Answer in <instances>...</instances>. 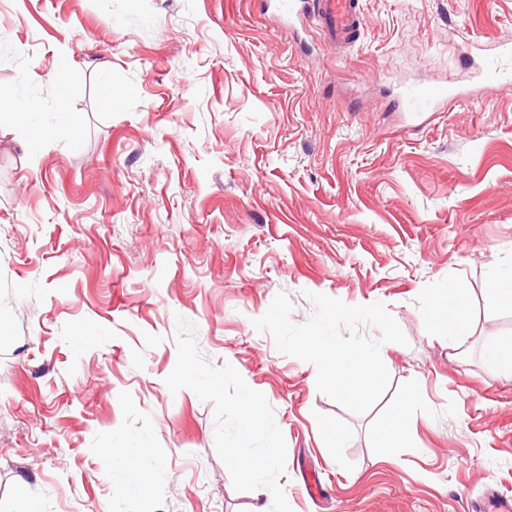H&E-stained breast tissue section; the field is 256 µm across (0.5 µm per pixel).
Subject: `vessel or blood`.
Masks as SVG:
<instances>
[{"instance_id":"b4317fda","label":"vessel or blood","mask_w":512,"mask_h":512,"mask_svg":"<svg viewBox=\"0 0 512 512\" xmlns=\"http://www.w3.org/2000/svg\"><path fill=\"white\" fill-rule=\"evenodd\" d=\"M267 12L278 17L291 35L303 26H315L324 41H335L337 47H351L360 26L359 0H264ZM473 51L483 59L486 81L500 82L499 60L512 61V45L504 42L473 44ZM396 95L400 103H418L433 109L447 104L455 92L444 81H420L401 86Z\"/></svg>"}]
</instances>
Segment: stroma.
<instances>
[{"label": "stroma", "mask_w": 512, "mask_h": 512, "mask_svg": "<svg viewBox=\"0 0 512 512\" xmlns=\"http://www.w3.org/2000/svg\"><path fill=\"white\" fill-rule=\"evenodd\" d=\"M337 57L260 0H0V512H496L512 498V0H361ZM466 90L418 121L402 80ZM29 100L32 112L18 116ZM40 138H33V131ZM460 285L469 333L430 316ZM382 302L354 414L253 321ZM423 401L406 443L378 425ZM261 421L241 414L245 394ZM277 449L259 477L226 462ZM132 453L143 477L118 464ZM468 46L471 54L479 51L482 55L483 75L486 81L499 83L500 85H510L512 83V72L510 78L503 80L500 76V69L495 66L502 59H508L512 62V45L510 43L497 41L485 44H468Z\"/></svg>", "instance_id": "35a3bbf8"}]
</instances>
